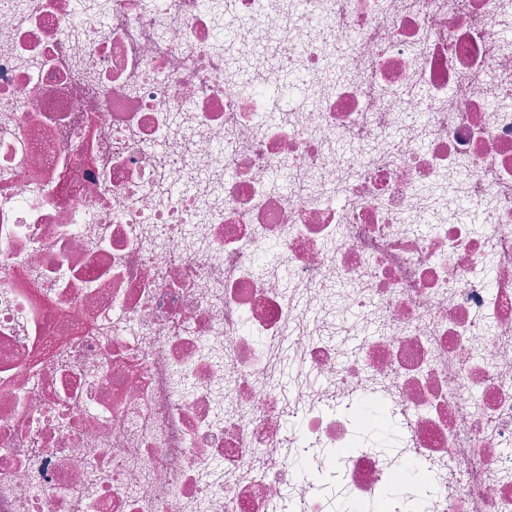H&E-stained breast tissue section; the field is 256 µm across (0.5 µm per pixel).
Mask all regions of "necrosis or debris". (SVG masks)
<instances>
[{
  "mask_svg": "<svg viewBox=\"0 0 512 512\" xmlns=\"http://www.w3.org/2000/svg\"><path fill=\"white\" fill-rule=\"evenodd\" d=\"M507 21L0 0V512H512Z\"/></svg>",
  "mask_w": 512,
  "mask_h": 512,
  "instance_id": "necrosis-or-debris-1",
  "label": "necrosis or debris"
}]
</instances>
